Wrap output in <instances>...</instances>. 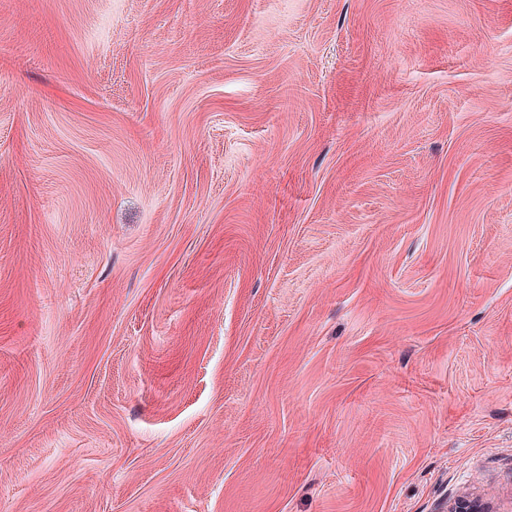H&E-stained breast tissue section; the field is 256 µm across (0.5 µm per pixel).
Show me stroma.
Returning a JSON list of instances; mask_svg holds the SVG:
<instances>
[{
    "label": "stroma",
    "instance_id": "1",
    "mask_svg": "<svg viewBox=\"0 0 512 512\" xmlns=\"http://www.w3.org/2000/svg\"><path fill=\"white\" fill-rule=\"evenodd\" d=\"M512 512V0H0V512Z\"/></svg>",
    "mask_w": 512,
    "mask_h": 512
}]
</instances>
